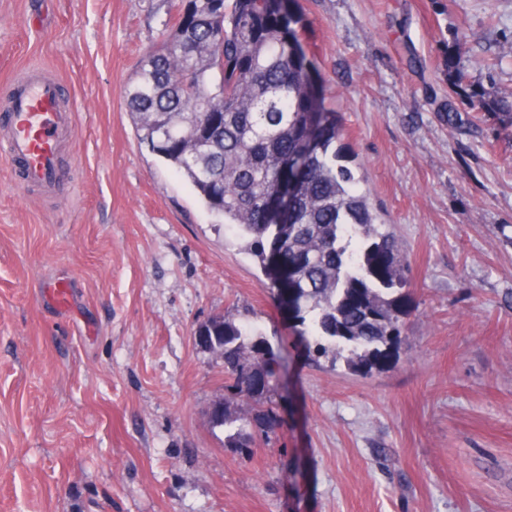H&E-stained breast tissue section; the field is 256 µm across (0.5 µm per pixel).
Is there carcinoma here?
Segmentation results:
<instances>
[{
    "mask_svg": "<svg viewBox=\"0 0 512 512\" xmlns=\"http://www.w3.org/2000/svg\"><path fill=\"white\" fill-rule=\"evenodd\" d=\"M125 101L140 141L184 178L244 249L292 315L308 356L368 375L400 334L399 296L412 269L394 226L348 165L341 116L326 105L303 19L288 0H171ZM471 35L458 31L455 66ZM224 360L210 423L250 448L249 426L279 425L277 363L263 337L225 317L203 324Z\"/></svg>",
    "mask_w": 512,
    "mask_h": 512,
    "instance_id": "cac0c4a2",
    "label": "carcinoma"
}]
</instances>
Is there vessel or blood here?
Wrapping results in <instances>:
<instances>
[{
	"label": "vessel or blood",
	"instance_id": "vessel-or-blood-1",
	"mask_svg": "<svg viewBox=\"0 0 512 512\" xmlns=\"http://www.w3.org/2000/svg\"><path fill=\"white\" fill-rule=\"evenodd\" d=\"M9 123L0 135V159L14 181L51 192L60 178L59 160L72 130V115L60 102L56 80L28 71L9 101Z\"/></svg>",
	"mask_w": 512,
	"mask_h": 512
}]
</instances>
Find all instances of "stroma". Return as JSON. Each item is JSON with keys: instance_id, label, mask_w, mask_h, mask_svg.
Segmentation results:
<instances>
[{"instance_id": "obj_1", "label": "stroma", "mask_w": 512, "mask_h": 512, "mask_svg": "<svg viewBox=\"0 0 512 512\" xmlns=\"http://www.w3.org/2000/svg\"><path fill=\"white\" fill-rule=\"evenodd\" d=\"M291 6L409 252L400 335L367 376L313 363L233 229L139 143L124 90L167 0H0V105L38 66L73 114L53 193L0 160V512H512V117L472 106L512 95V0ZM214 316L280 363L281 424L249 454L210 424ZM469 39H471V35L464 31L457 30L453 35L452 46L448 52V70L452 73V86L454 88L462 87L467 79L466 71L459 67H455V56L466 50Z\"/></svg>"}]
</instances>
